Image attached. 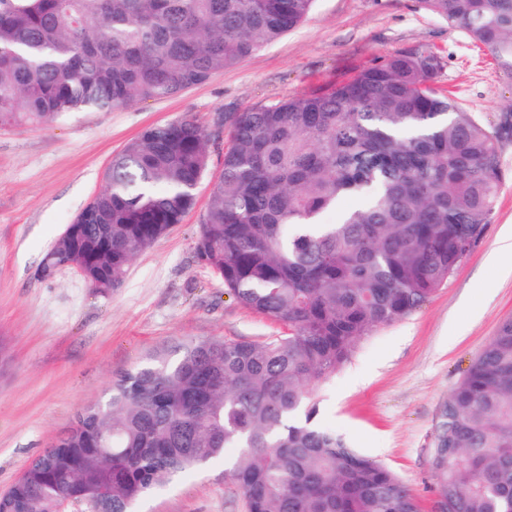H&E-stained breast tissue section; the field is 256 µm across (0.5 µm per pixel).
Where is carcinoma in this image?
I'll return each instance as SVG.
<instances>
[{
  "label": "carcinoma",
  "instance_id": "1",
  "mask_svg": "<svg viewBox=\"0 0 512 512\" xmlns=\"http://www.w3.org/2000/svg\"><path fill=\"white\" fill-rule=\"evenodd\" d=\"M314 0H0V124H50L162 99L303 22ZM512 78V0H421ZM430 50L241 112L195 257L244 308L288 327L262 341L188 337L115 374L106 403L0 495L10 512H131L232 448L250 512H418L381 462L316 424L309 385L358 340L420 309L492 222L501 124L435 87ZM209 138L192 117L112 159L96 203L45 255L106 294L195 205ZM351 201L338 224L320 215ZM445 512H512V319L448 395L435 435Z\"/></svg>",
  "mask_w": 512,
  "mask_h": 512
}]
</instances>
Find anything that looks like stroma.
I'll return each instance as SVG.
<instances>
[{
    "mask_svg": "<svg viewBox=\"0 0 512 512\" xmlns=\"http://www.w3.org/2000/svg\"><path fill=\"white\" fill-rule=\"evenodd\" d=\"M441 57L437 87L478 118L512 108V79L467 32L420 0H315L309 17L235 66L175 96L39 126L0 125V492L34 457L104 401L112 376L186 337L263 340L283 325L242 307L198 263L201 215L235 114L312 92L397 53ZM185 116L209 135L196 205L100 295L70 270L43 278L45 253L104 187L113 155L145 129ZM483 238L429 302L358 341L326 381L311 383L316 421L390 468L421 512L436 499L435 430L449 393L500 323L512 317V257L485 264L512 225V142ZM135 512H248L224 464L153 490Z\"/></svg>",
    "mask_w": 512,
    "mask_h": 512,
    "instance_id": "35a3bbf8",
    "label": "stroma"
}]
</instances>
